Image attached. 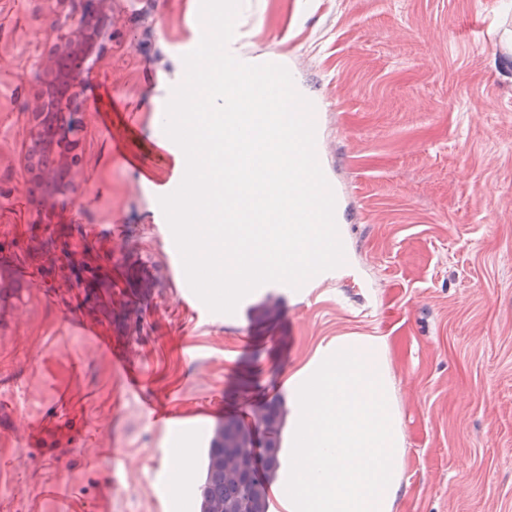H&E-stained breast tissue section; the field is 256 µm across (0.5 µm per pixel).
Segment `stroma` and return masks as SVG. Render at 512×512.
Wrapping results in <instances>:
<instances>
[{
    "label": "stroma",
    "mask_w": 512,
    "mask_h": 512,
    "mask_svg": "<svg viewBox=\"0 0 512 512\" xmlns=\"http://www.w3.org/2000/svg\"><path fill=\"white\" fill-rule=\"evenodd\" d=\"M247 48L326 100L323 149L353 222L337 278L280 282L235 313L185 311L156 184L155 114L181 82L200 0H112L92 68L82 181L35 223L22 165L58 12L0 0V257L29 281L0 303V512H198L195 454L340 336L378 339L404 456L391 512H512V10L507 0H242ZM141 368L128 391L80 321ZM180 424L144 416V399Z\"/></svg>",
    "instance_id": "obj_1"
}]
</instances>
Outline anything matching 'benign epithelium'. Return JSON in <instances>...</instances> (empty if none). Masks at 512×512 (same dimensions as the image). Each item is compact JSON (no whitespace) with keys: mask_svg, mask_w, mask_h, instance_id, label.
<instances>
[{"mask_svg":"<svg viewBox=\"0 0 512 512\" xmlns=\"http://www.w3.org/2000/svg\"><path fill=\"white\" fill-rule=\"evenodd\" d=\"M80 18L57 21V42L47 61L31 109L30 142L23 157L27 193L37 204V223L72 199L79 172L82 92L89 61L102 58L112 41V0H80Z\"/></svg>","mask_w":512,"mask_h":512,"instance_id":"obj_1","label":"benign epithelium"}]
</instances>
